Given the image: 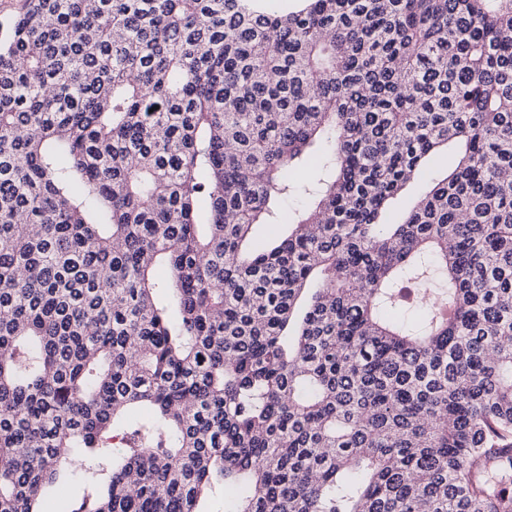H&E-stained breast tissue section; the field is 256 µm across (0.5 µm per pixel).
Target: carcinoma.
Listing matches in <instances>:
<instances>
[{
    "label": "carcinoma",
    "instance_id": "obj_1",
    "mask_svg": "<svg viewBox=\"0 0 512 512\" xmlns=\"http://www.w3.org/2000/svg\"><path fill=\"white\" fill-rule=\"evenodd\" d=\"M261 2L0 41V512H512V0ZM457 160L458 148L454 145L448 146L447 158L431 160L422 176L415 180L398 198L391 209L390 220L393 222L400 220L403 214L413 205L416 198L425 191L427 185L433 179L444 177L448 171L455 167Z\"/></svg>",
    "mask_w": 512,
    "mask_h": 512
}]
</instances>
